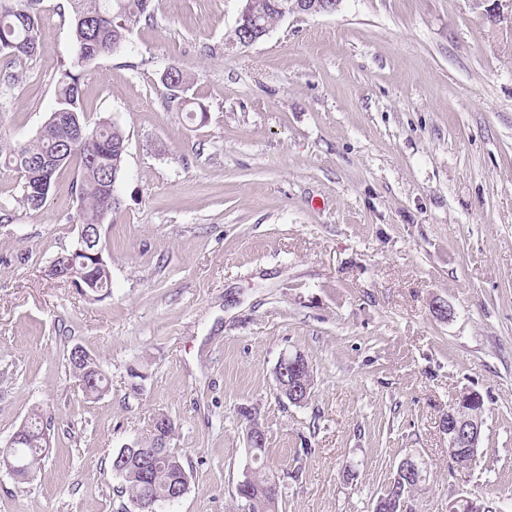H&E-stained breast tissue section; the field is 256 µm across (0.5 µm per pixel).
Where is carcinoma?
<instances>
[{"label":"carcinoma","mask_w":512,"mask_h":512,"mask_svg":"<svg viewBox=\"0 0 512 512\" xmlns=\"http://www.w3.org/2000/svg\"><path fill=\"white\" fill-rule=\"evenodd\" d=\"M68 2L76 53L57 79L56 106L32 141L10 147L6 153L0 146V157H5L21 174L17 202L33 211L44 207L49 190L55 186L58 171L70 162H76L78 175L71 186V194L80 207V223L97 224L112 198V182L121 179L127 134L117 121L109 117L100 116L92 123L88 121L81 105L82 70L124 49L135 28L153 23L154 0ZM41 3L42 0H0V55L6 60L5 69L0 71L1 85L10 87L19 81L12 68L33 56L38 48ZM293 4L294 0H256L253 13L256 24L263 30L272 31L285 17L283 9ZM162 83L169 102L180 109H190V114H196L200 121H205L207 108L187 99L185 93L189 78L179 68L170 67ZM62 113L75 114L80 127L92 136L93 143L82 145L76 142L70 132L58 124ZM119 207L120 202L117 201L111 211L115 212ZM83 259V255L66 251L56 255L49 268L53 273L61 274L72 266L81 267ZM84 272L87 281L85 296L101 300L104 294L112 293L110 267L88 264L84 266ZM98 368L100 365L93 357L84 359L73 352L68 355V369L73 378L91 379V383L82 390L89 399H96L108 390L107 378ZM174 430V423L166 414L161 413L153 419L149 434L143 441L152 448L159 447V451L147 475L119 455L112 457V470L122 476L125 482L122 493L128 495L130 502L147 499L158 505L175 501V489L183 484L187 470L182 458L168 448ZM50 433V422L38 410L32 411L24 428L15 432L12 446L6 452L24 466L14 473L17 482H26L45 457L51 444ZM276 478L275 469L262 463L259 469L238 484L237 495L248 512H278V497L269 489L270 482Z\"/></svg>","instance_id":"carcinoma-1"}]
</instances>
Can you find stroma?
I'll list each match as a JSON object with an SVG mask.
<instances>
[{
    "label": "stroma",
    "instance_id": "35a3bbf8",
    "mask_svg": "<svg viewBox=\"0 0 512 512\" xmlns=\"http://www.w3.org/2000/svg\"><path fill=\"white\" fill-rule=\"evenodd\" d=\"M241 8L156 0L154 25L83 74L88 119L129 136L108 298L43 276L77 240L75 167L31 211L0 163V447L34 408L54 433L26 483L0 468V512H128L112 457L161 413L190 483L158 512H244L245 407L279 512H374L409 453L428 473L408 512L462 494L512 512V28L469 0H343L239 49ZM74 54L66 0H43L36 53L0 85L11 145ZM172 66L206 122L167 102ZM77 344L108 378L99 399L69 374ZM295 351L313 369L302 405L273 377ZM467 389L485 423L460 469L442 421Z\"/></svg>",
    "mask_w": 512,
    "mask_h": 512
}]
</instances>
